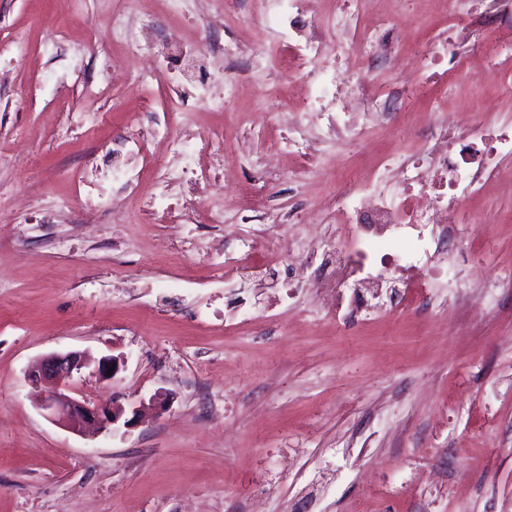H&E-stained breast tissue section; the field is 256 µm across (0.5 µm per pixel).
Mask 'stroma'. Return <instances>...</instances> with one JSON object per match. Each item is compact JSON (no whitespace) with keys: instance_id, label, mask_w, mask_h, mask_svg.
Returning <instances> with one entry per match:
<instances>
[{"instance_id":"35a3bbf8","label":"stroma","mask_w":512,"mask_h":512,"mask_svg":"<svg viewBox=\"0 0 512 512\" xmlns=\"http://www.w3.org/2000/svg\"><path fill=\"white\" fill-rule=\"evenodd\" d=\"M156 32L148 54L112 35L125 0H0V41L24 52L0 60V512H512V183L494 181L465 200L476 216L441 254L457 262L410 310L400 292L375 289V309L339 324L326 316L317 267L255 254V275L224 270L252 225L236 223L270 143L287 139L279 117L300 113L297 86L322 75L294 63L265 0H236L223 19L214 0L174 18L147 0ZM394 8L393 57L373 60L403 97L414 129L444 118L512 129V30L482 21L486 0H464L461 17L431 0H367ZM98 32L92 65L121 66L111 90L88 98L46 48ZM195 66L225 73L208 89L219 112L188 110L170 126L182 139L223 130L202 152L214 187L161 189L165 141L154 122L184 84L171 66V33ZM458 34L483 53L466 76L440 71L421 83L418 56L438 34ZM272 54L257 70L254 58ZM154 71L142 84L139 73ZM104 120L79 130L86 110ZM313 158L281 156L270 185L280 208L262 214L267 234L319 242L334 234L333 183L364 181L384 161L417 147L386 129L336 137L303 115ZM149 137L130 151L129 136ZM117 159L138 176L136 193L112 188V207L90 210L77 179ZM223 223H187L186 202ZM306 210L305 223L284 212ZM120 356L114 381L94 368L75 376L76 398L119 399L126 409L163 393L169 402L141 423L84 436L49 421L25 377L52 352Z\"/></svg>"}]
</instances>
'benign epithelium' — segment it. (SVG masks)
I'll return each instance as SVG.
<instances>
[{"label":"benign epithelium","instance_id":"1","mask_svg":"<svg viewBox=\"0 0 512 512\" xmlns=\"http://www.w3.org/2000/svg\"><path fill=\"white\" fill-rule=\"evenodd\" d=\"M122 364L123 358L120 356H104L98 360L95 372L105 381L112 380ZM88 365L86 356L80 352H53L42 357L29 369L27 379L30 383L49 382L55 385V390L41 405L44 416L52 423L77 433L86 429L111 433L120 426H133L138 411H133V416L128 418L125 407L116 400L109 406H101L67 394L71 390L74 376ZM111 366L114 367L112 372L109 371Z\"/></svg>","mask_w":512,"mask_h":512}]
</instances>
